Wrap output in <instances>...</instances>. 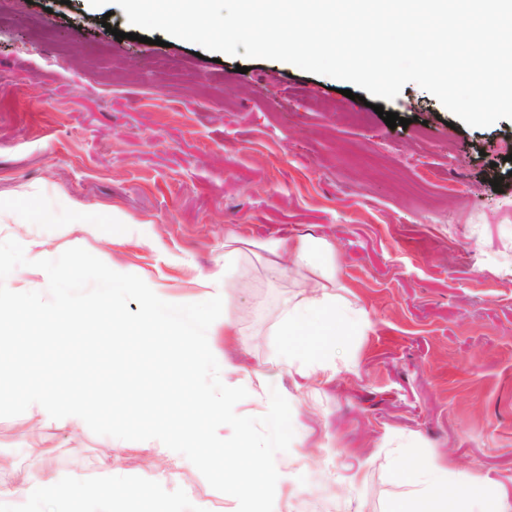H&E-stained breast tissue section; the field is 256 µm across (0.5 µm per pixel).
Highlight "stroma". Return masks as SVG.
<instances>
[{"instance_id": "1", "label": "stroma", "mask_w": 512, "mask_h": 512, "mask_svg": "<svg viewBox=\"0 0 512 512\" xmlns=\"http://www.w3.org/2000/svg\"><path fill=\"white\" fill-rule=\"evenodd\" d=\"M131 30L117 6L0 0V241L48 259L84 248L178 303L219 288L235 334L219 324L207 338L238 367L225 385L248 392L236 414L264 415L274 389L291 407L273 512H407L403 459L455 461L464 512L512 503V120L468 126L414 83L370 108L345 81L270 59L211 62ZM130 221L144 242L114 243ZM286 236L331 245L330 293L358 319L327 346L332 369L311 396L305 361L280 360L279 325L321 271L268 251ZM159 446L0 417V512H31L14 489L38 477L29 463L45 449L60 477L83 479L80 512H104L107 474L131 512L150 490L157 512H237ZM161 475L173 481L160 490Z\"/></svg>"}]
</instances>
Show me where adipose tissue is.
I'll return each instance as SVG.
<instances>
[{
	"label": "adipose tissue",
	"instance_id": "obj_1",
	"mask_svg": "<svg viewBox=\"0 0 512 512\" xmlns=\"http://www.w3.org/2000/svg\"><path fill=\"white\" fill-rule=\"evenodd\" d=\"M272 248L299 265L321 264L325 280H332L336 274L327 257L326 245L319 241L284 237L276 240ZM356 325V319L337 308L335 299L325 293L303 298L289 308L281 323L280 333L297 336L306 332L327 345L335 341L340 331L355 328ZM395 473L422 486L412 512H457L452 486L459 471L454 462L405 460L397 466ZM20 490L34 505L50 504L54 512H71L72 503L82 496L85 486L79 478L65 481L47 469L40 479L23 481Z\"/></svg>",
	"mask_w": 512,
	"mask_h": 512
}]
</instances>
